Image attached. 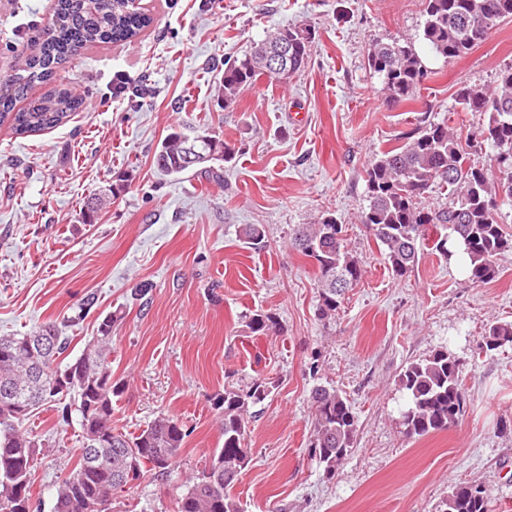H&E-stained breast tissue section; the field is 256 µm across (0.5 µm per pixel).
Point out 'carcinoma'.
Masks as SVG:
<instances>
[{
	"mask_svg": "<svg viewBox=\"0 0 512 512\" xmlns=\"http://www.w3.org/2000/svg\"><path fill=\"white\" fill-rule=\"evenodd\" d=\"M423 41L437 55L460 58L486 41L498 24L512 19V0H424ZM150 23L141 11H131L124 0H57L51 30L39 52L26 58L19 72L0 93V124L8 123L18 135H36L68 121L82 110L67 89L28 100L35 83H47L55 68L80 49L98 43L131 41ZM294 46L283 63L287 77L301 72L309 59L312 30L308 27L277 29L255 44L244 57L224 68V101L231 102L241 87L267 75V62L282 43ZM367 66L384 83L394 102L411 100L427 76L422 58L410 41H374ZM27 101L23 108L17 103ZM466 112H481L486 121L478 132L481 142L495 153L488 165L471 160L472 143H462L445 123L424 122L407 142L376 154L364 170L367 205L364 224L391 271L398 277L419 263L417 243L433 231L435 251L445 260L452 252L448 241L463 246L466 276L474 284L491 281L496 259L512 251V233L498 220V201H512V65L501 69L491 87H466L458 93ZM187 134L169 133L156 155L157 167L167 176L192 171L208 178L222 177L216 161L231 157L232 149L218 136L198 144L202 161L185 163L183 143ZM448 192V206L430 208L423 201L434 189ZM241 237L251 245L263 243L259 224H247ZM291 247L312 259L318 268L320 288L318 317L336 315L345 291L362 277L360 263L348 249L345 229L331 217L316 224H300ZM116 319L108 314L96 336L79 356L60 361L69 348V337L49 321L20 336H0V512H40L32 494V467L43 443L23 430L22 423L40 406L70 395L73 402L61 407V419L77 415L80 447L74 466L58 484L53 512H103L126 486H136L151 472L168 473L189 435L179 419L161 415L135 436L112 425V399L123 395L126 383L112 378V340ZM256 336L280 334L276 313L259 311L248 320ZM53 333L43 346L41 338ZM512 347V323L488 325L479 344L482 352ZM463 361L446 348L432 351L409 363L399 374L398 385L407 396L402 411L404 433L409 438L447 430L464 412ZM270 383L257 379L244 389H224L216 402L221 410L223 446L215 449L201 471L186 478V488L174 512H241L229 489L251 461L244 447L250 408L271 393ZM311 401L315 422L310 448L328 475L336 473L351 454L357 419L351 405L334 388L317 385ZM441 512H490V492L479 485L459 483L443 501Z\"/></svg>",
	"mask_w": 512,
	"mask_h": 512,
	"instance_id": "carcinoma-1",
	"label": "carcinoma"
}]
</instances>
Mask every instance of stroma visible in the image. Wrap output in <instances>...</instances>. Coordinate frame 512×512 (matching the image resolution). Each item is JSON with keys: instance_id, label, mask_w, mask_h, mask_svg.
<instances>
[{"instance_id": "35a3bbf8", "label": "stroma", "mask_w": 512, "mask_h": 512, "mask_svg": "<svg viewBox=\"0 0 512 512\" xmlns=\"http://www.w3.org/2000/svg\"><path fill=\"white\" fill-rule=\"evenodd\" d=\"M152 24L131 43L80 50L54 85L84 101L39 135L0 126V336L70 319V356L95 336L100 315L120 321L112 375L124 394L112 423L138 434L157 416L189 429L167 476L146 475L112 512H174L189 474L222 447L214 402L229 386L273 382L256 406L252 460L231 494L242 512H439L458 482L485 486L491 512L512 498V348L479 353L488 324L512 322V252L493 281L475 285L439 260L432 239L412 272L395 276L360 222L364 169L405 143L421 121L461 138L485 123L456 102L512 65V20L464 57L422 50L429 71L415 101H391L365 65L370 44L419 41L423 0H143ZM54 0H0V81L34 55ZM310 25L307 67L285 83L260 79L224 102V62L284 26ZM126 72L123 94L112 76ZM219 136L232 148L223 181L162 175L154 156L175 126ZM104 205L92 223L88 199ZM332 217L347 228L364 274L329 321L317 317L316 270L289 241L299 224ZM244 224L265 230L253 246ZM150 292L135 298L142 284ZM96 305L78 318V304ZM277 314L280 335L245 322ZM446 347L464 362L466 406L454 427L420 438L401 425L402 369ZM339 390L357 416L353 453L327 475L312 454L313 386ZM44 444L32 492L52 512L76 460L80 427L43 406L23 423Z\"/></svg>"}]
</instances>
